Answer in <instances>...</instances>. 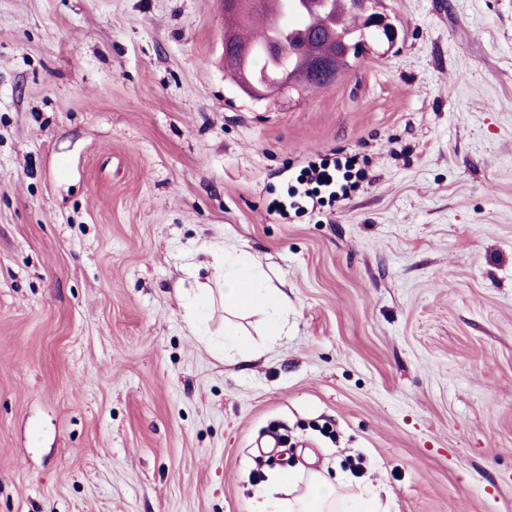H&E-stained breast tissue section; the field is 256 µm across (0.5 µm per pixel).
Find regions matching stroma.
I'll use <instances>...</instances> for the list:
<instances>
[{
  "instance_id": "35a3bbf8",
  "label": "stroma",
  "mask_w": 512,
  "mask_h": 512,
  "mask_svg": "<svg viewBox=\"0 0 512 512\" xmlns=\"http://www.w3.org/2000/svg\"><path fill=\"white\" fill-rule=\"evenodd\" d=\"M378 8L393 48L257 99L219 0H0V512H253L286 460L512 512V0ZM227 251L292 307L251 362L187 314ZM251 47L233 40L230 34L224 35V71L227 75L234 74L235 61L249 55ZM336 164L334 165V172L329 171V165L322 164L321 166H316V164H309L308 167L304 168L302 174L300 175L299 182L300 184L312 185L316 184V186L312 188H307L304 191V196L312 200V206L315 205V199L318 202L321 194V187L326 189H331L333 186H336Z\"/></svg>"
}]
</instances>
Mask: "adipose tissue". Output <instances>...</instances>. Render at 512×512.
Here are the masks:
<instances>
[{
	"mask_svg": "<svg viewBox=\"0 0 512 512\" xmlns=\"http://www.w3.org/2000/svg\"><path fill=\"white\" fill-rule=\"evenodd\" d=\"M224 306L232 311L264 314L269 335H280L288 321V298L277 288L263 284L245 260L224 259ZM340 477L328 471H283L258 490L253 512H378L377 496L341 495Z\"/></svg>",
	"mask_w": 512,
	"mask_h": 512,
	"instance_id": "1",
	"label": "adipose tissue"
}]
</instances>
